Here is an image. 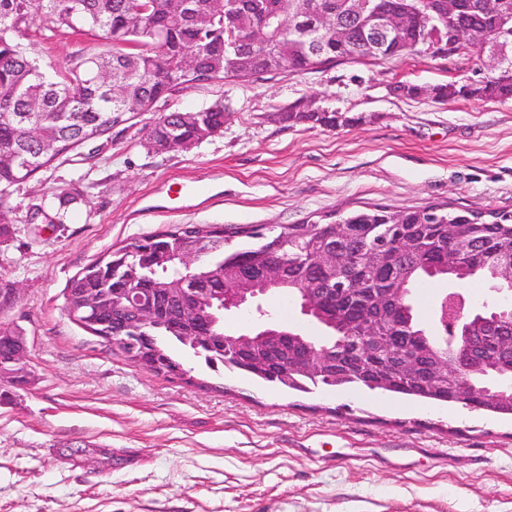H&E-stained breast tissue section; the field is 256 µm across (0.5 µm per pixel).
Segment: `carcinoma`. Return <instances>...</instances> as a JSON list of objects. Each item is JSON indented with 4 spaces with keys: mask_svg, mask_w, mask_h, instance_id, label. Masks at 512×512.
<instances>
[{
    "mask_svg": "<svg viewBox=\"0 0 512 512\" xmlns=\"http://www.w3.org/2000/svg\"><path fill=\"white\" fill-rule=\"evenodd\" d=\"M352 0H149V13L133 20L139 0H0V145H12L14 153L0 160V224H13V192L54 161L74 157L92 162L99 158L96 148H105L116 126L128 129L132 119L151 112L160 101L175 99L184 89L219 77L231 82H249L266 74H306L321 72L344 62L392 60L416 51V27L401 31L381 43L373 52L365 49L371 37L366 17L350 20ZM512 0H454L458 20L464 27H479L490 34L512 27ZM324 10L332 20L348 25L347 39H336V30L307 28L289 36L272 27L265 29L259 45L241 42L224 48V39H206V31L232 28L245 32L273 15H297L310 5ZM101 36L112 44V51L81 56L64 68H56L31 51L35 36L51 42L66 35ZM318 40L330 47L333 61L310 54V42ZM125 89L128 104L113 99L112 84ZM455 97L512 101V77L486 74L479 87L458 85ZM280 120L291 125L312 124L334 127V112L310 110L299 101L280 109ZM41 129L56 147L52 155L41 151L39 140L24 137V129ZM224 129V102L195 110L174 108L160 114L147 127L145 141L156 152H170L199 144ZM72 197H58V203L41 201L28 208L26 224H60ZM409 237L413 244L410 260L399 256V241ZM346 242L359 259L361 251L377 250L379 265L368 262L353 266L341 276V268L320 270L308 263L311 254ZM178 239L172 234H149L133 240L109 255L112 267L94 280L75 275L66 285L65 304H78L73 294L108 289L117 269L129 268L139 276L153 279L164 287L171 279L189 287L195 277H210L217 288L231 282L236 273L257 271L278 260L285 269V285L273 292L300 297V291L315 286L327 290L322 313L334 326L323 325L324 338L304 337L312 347L341 356V344L351 338L352 325L369 318L392 336L402 335L404 348L412 353L435 357L428 345L433 334L419 317L412 300L416 286L425 281L445 279L465 284L489 280L495 290L503 288L499 278L501 260L512 266V212L452 209L444 204L392 210L375 205L346 214L330 212L316 221L302 224L266 226L194 225V237L187 246L200 254L199 263L186 270L175 255ZM464 246L468 254L461 268L448 270V248ZM220 298L206 305L216 319L217 339L187 349L204 358L212 367L252 375L270 386L301 393L311 388L388 391L421 399L460 403L494 414H512V392L487 400L475 391L464 392L466 378H478L477 386L508 382L512 373V351L503 353L486 337L484 318L505 307L497 303L477 309L469 321V334L488 352L480 367L484 375L469 371L457 379L443 376L425 378L399 372L384 354H363L360 364H334L326 374L313 378L293 370L298 365L300 341L288 342L278 353L288 358L292 370L283 376L278 370H262L244 356L224 363V312ZM155 344L173 362L171 345L180 343L169 327L149 330Z\"/></svg>",
    "mask_w": 512,
    "mask_h": 512,
    "instance_id": "cac0c4a2",
    "label": "carcinoma"
}]
</instances>
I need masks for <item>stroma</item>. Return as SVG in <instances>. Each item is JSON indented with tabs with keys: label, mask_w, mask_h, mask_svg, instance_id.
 Wrapping results in <instances>:
<instances>
[{
	"label": "stroma",
	"mask_w": 512,
	"mask_h": 512,
	"mask_svg": "<svg viewBox=\"0 0 512 512\" xmlns=\"http://www.w3.org/2000/svg\"><path fill=\"white\" fill-rule=\"evenodd\" d=\"M106 48L82 35L38 51L64 67ZM487 65L418 54L198 84L155 113L220 100L222 133L157 153L147 113L94 163H54L15 192L0 286L17 298L0 323L21 328L32 381L0 403V512H512L511 417L366 389L277 391L186 351L195 382L172 381L73 322L64 296L108 249L182 224H299L375 204L512 211V102L390 92ZM297 100L342 124L282 123ZM44 194L78 201L63 223H24ZM98 442L111 468L60 454Z\"/></svg>",
	"instance_id": "obj_1"
}]
</instances>
